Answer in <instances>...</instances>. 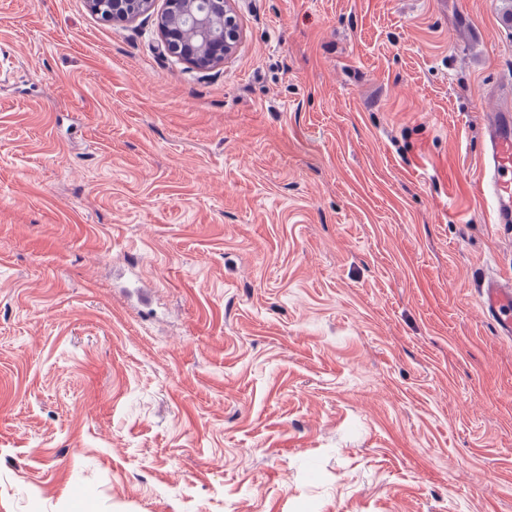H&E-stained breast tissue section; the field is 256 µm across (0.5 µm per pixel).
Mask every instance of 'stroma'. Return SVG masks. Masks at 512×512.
<instances>
[{
    "label": "stroma",
    "mask_w": 512,
    "mask_h": 512,
    "mask_svg": "<svg viewBox=\"0 0 512 512\" xmlns=\"http://www.w3.org/2000/svg\"><path fill=\"white\" fill-rule=\"evenodd\" d=\"M163 7L0 0V512H512L504 0ZM90 9L101 14L106 12L110 20L128 22L138 18L140 15L148 12L153 4V0H88ZM232 0H165L166 9L160 17L161 35L169 41L178 40V22L186 20L196 33V40L172 52L181 60L198 66L209 60L208 68L217 66L232 52L240 39V28L233 14ZM512 107L509 105L485 124L482 176L478 195L491 207L494 224H512ZM487 312L507 336L512 335V280L484 277L479 283Z\"/></svg>",
    "instance_id": "stroma-1"
}]
</instances>
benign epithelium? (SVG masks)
Returning <instances> with one entry per match:
<instances>
[{"label": "benign epithelium", "instance_id": "1", "mask_svg": "<svg viewBox=\"0 0 512 512\" xmlns=\"http://www.w3.org/2000/svg\"><path fill=\"white\" fill-rule=\"evenodd\" d=\"M232 0H165L166 9L160 17L159 28L166 41L179 37L178 22H189L196 40L187 44L178 57L198 66L207 60L217 66L232 52L240 39V28L233 14ZM90 9L106 13L110 20L128 22L148 12L153 0H88Z\"/></svg>", "mask_w": 512, "mask_h": 512}]
</instances>
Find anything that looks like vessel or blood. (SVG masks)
I'll return each instance as SVG.
<instances>
[{"label":"vessel or blood","mask_w":512,"mask_h":512,"mask_svg":"<svg viewBox=\"0 0 512 512\" xmlns=\"http://www.w3.org/2000/svg\"><path fill=\"white\" fill-rule=\"evenodd\" d=\"M478 195L491 207L493 223L512 224V110L502 109L487 122ZM481 299L501 331L512 335V280L483 278Z\"/></svg>","instance_id":"b4317fda"}]
</instances>
